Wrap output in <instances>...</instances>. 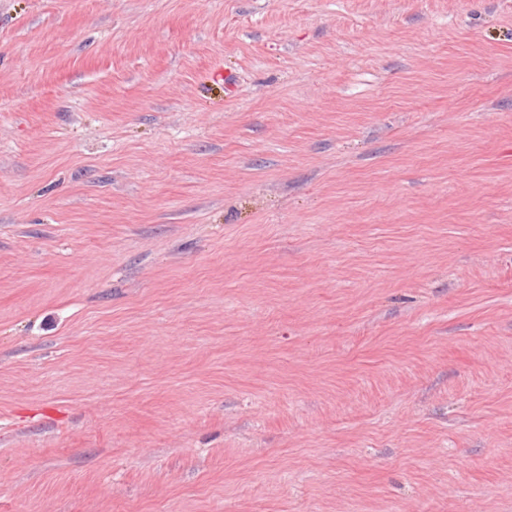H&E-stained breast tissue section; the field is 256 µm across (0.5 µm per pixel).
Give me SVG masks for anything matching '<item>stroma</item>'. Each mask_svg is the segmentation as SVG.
Masks as SVG:
<instances>
[{
  "mask_svg": "<svg viewBox=\"0 0 512 512\" xmlns=\"http://www.w3.org/2000/svg\"><path fill=\"white\" fill-rule=\"evenodd\" d=\"M0 512H512V0H0Z\"/></svg>",
  "mask_w": 512,
  "mask_h": 512,
  "instance_id": "35a3bbf8",
  "label": "stroma"
}]
</instances>
